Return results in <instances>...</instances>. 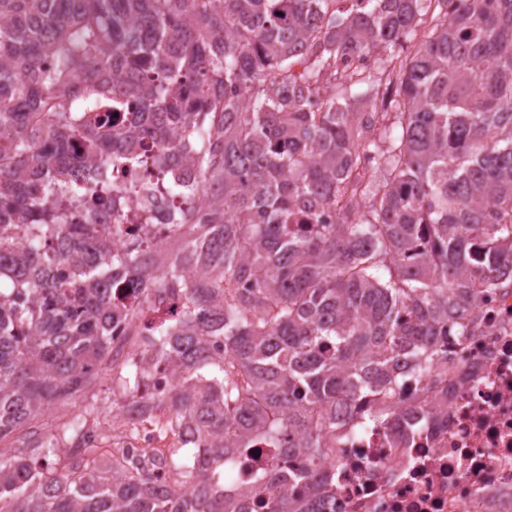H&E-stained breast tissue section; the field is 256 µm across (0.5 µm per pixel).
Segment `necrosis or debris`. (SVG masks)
<instances>
[{
	"label": "necrosis or debris",
	"mask_w": 512,
	"mask_h": 512,
	"mask_svg": "<svg viewBox=\"0 0 512 512\" xmlns=\"http://www.w3.org/2000/svg\"><path fill=\"white\" fill-rule=\"evenodd\" d=\"M148 183L142 172L114 181L128 215L164 223V210L140 206ZM465 325L443 339L447 365L404 382L435 419L403 410L349 437L321 512H512V289L484 295Z\"/></svg>",
	"instance_id": "necrosis-or-debris-1"
}]
</instances>
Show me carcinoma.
<instances>
[{
  "label": "carcinoma",
  "instance_id": "carcinoma-1",
  "mask_svg": "<svg viewBox=\"0 0 512 512\" xmlns=\"http://www.w3.org/2000/svg\"><path fill=\"white\" fill-rule=\"evenodd\" d=\"M168 141L199 180L158 158L180 204L155 242L119 222L114 250L55 206L117 209L86 164L132 173ZM2 279L0 441L28 427L0 459L5 512H315L331 406L350 434L364 398L389 425L400 371L446 364L453 314L512 286V0H0ZM114 324L140 333L118 366ZM104 365L159 431L195 423L193 448L93 463L106 432L83 415L31 425ZM255 448L296 462L304 496L275 467L250 503L225 491ZM160 468L181 478L157 492Z\"/></svg>",
  "mask_w": 512,
  "mask_h": 512
}]
</instances>
